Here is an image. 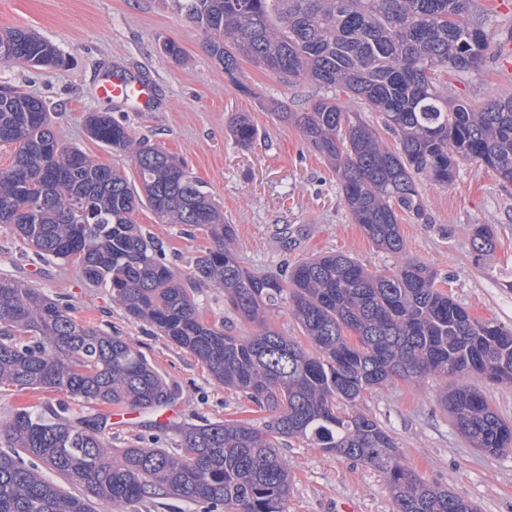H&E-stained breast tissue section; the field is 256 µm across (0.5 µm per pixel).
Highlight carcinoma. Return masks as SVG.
<instances>
[{
  "instance_id": "carcinoma-1",
  "label": "carcinoma",
  "mask_w": 512,
  "mask_h": 512,
  "mask_svg": "<svg viewBox=\"0 0 512 512\" xmlns=\"http://www.w3.org/2000/svg\"><path fill=\"white\" fill-rule=\"evenodd\" d=\"M207 37L210 55L232 82L246 60L292 84L329 90L301 112H280L334 167L344 205L379 248L404 250L400 214H420L418 182L451 184L475 162L512 183V97L475 110L448 100V73L483 67L495 33L475 16V0H171ZM34 68L63 62L56 49L20 29L0 33V62ZM384 117L389 148L347 111L338 93ZM89 136L128 155L136 177L60 143L43 102L0 92V229L42 258L72 263L81 279L108 288L134 320L153 326L268 412L263 426L208 421L179 429L177 452L140 440L112 455L98 421L69 408L21 406L0 422V512H94L107 502L134 512L151 496H174L203 512H286L291 494L281 441L360 462L380 473L395 512H479L431 485L402 459L388 430L359 409L364 393L396 379L458 378L441 404L470 444L493 455L512 450V424L472 384L512 381V328L481 320L436 287L426 266L407 260L375 272L325 252L278 272L242 265L236 229L185 165L138 139L108 112L85 118ZM235 143L257 136L239 113ZM161 224H182L206 240L188 271L171 268L154 237L137 228L140 208ZM474 251L495 248L487 224ZM224 291V307L254 325L224 332L200 310L196 286ZM300 336L270 321L282 305ZM71 306L0 275V386L64 392L87 404L141 411L176 392L129 338L80 323ZM83 489L80 496L65 486Z\"/></svg>"
}]
</instances>
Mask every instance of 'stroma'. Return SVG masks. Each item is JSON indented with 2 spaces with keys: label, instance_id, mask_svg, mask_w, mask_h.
I'll use <instances>...</instances> for the list:
<instances>
[{
  "label": "stroma",
  "instance_id": "35a3bbf8",
  "mask_svg": "<svg viewBox=\"0 0 512 512\" xmlns=\"http://www.w3.org/2000/svg\"><path fill=\"white\" fill-rule=\"evenodd\" d=\"M499 33L482 71L448 76V96L478 108L512 95V72L501 61V44L512 41V0H478ZM32 31L52 43L66 60L37 69L0 63V87L41 99L61 143L76 144L93 159L132 175L127 155L91 139L89 112H108L140 138L184 161L212 192L247 268L259 274L325 252L349 255L369 270L411 259L434 270L436 286L478 319L512 327V185L470 163L461 164L446 187L421 181V215H402L404 251L377 249L346 210L336 174L278 111H299L323 96L310 82L291 85L248 61L229 80L205 49V36L185 21L170 0H0V30ZM174 39L187 61L175 64L160 45ZM131 72L155 87L152 103L139 110L101 99L97 87L108 73ZM252 95L238 91V84ZM249 113L257 129L253 147H239L229 133L233 114ZM135 221L162 242L167 263L184 272L202 237L177 224H159L148 209ZM494 229L493 252L479 256L472 229ZM4 273L69 303L76 321L131 339L177 391L167 408L153 412L86 404L57 392L17 391L0 386V421L14 408L67 404L71 416L104 419L113 449L160 435L176 450L178 430L204 421L242 419L262 425L267 414L241 393L213 381L206 367L149 325L128 318L107 289L84 283L75 267L42 260L18 238L0 231V274ZM441 381L401 380L366 392L360 408L390 430L403 460L422 479L475 502L480 512H512V453L493 456L470 447L440 404ZM294 478L288 512H393L384 478L341 457L295 439L280 447Z\"/></svg>",
  "mask_w": 512,
  "mask_h": 512
}]
</instances>
